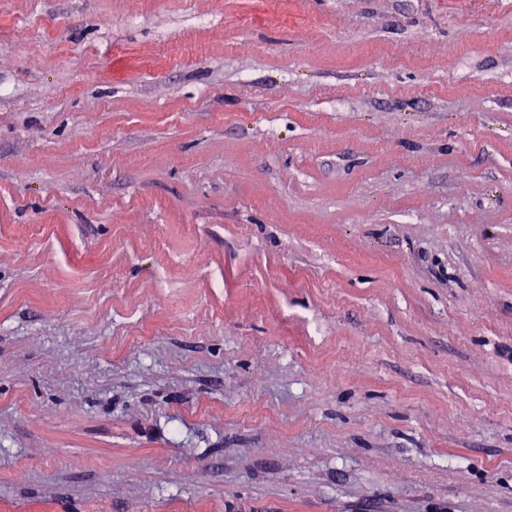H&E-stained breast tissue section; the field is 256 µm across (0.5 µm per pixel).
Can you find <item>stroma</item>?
Wrapping results in <instances>:
<instances>
[{
    "label": "stroma",
    "mask_w": 512,
    "mask_h": 512,
    "mask_svg": "<svg viewBox=\"0 0 512 512\" xmlns=\"http://www.w3.org/2000/svg\"><path fill=\"white\" fill-rule=\"evenodd\" d=\"M0 512H512V0H0Z\"/></svg>",
    "instance_id": "35a3bbf8"
}]
</instances>
